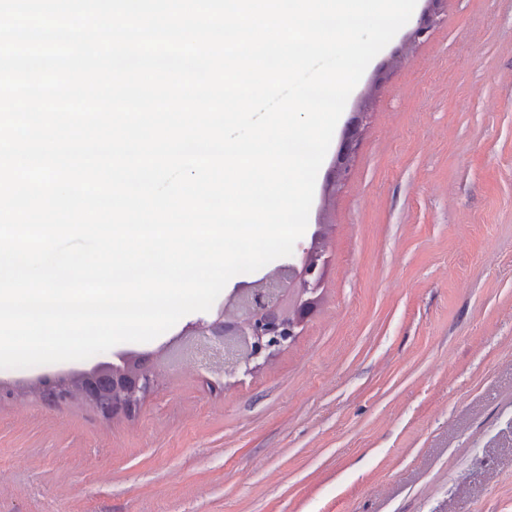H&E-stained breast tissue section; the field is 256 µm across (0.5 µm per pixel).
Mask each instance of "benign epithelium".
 I'll return each instance as SVG.
<instances>
[{"instance_id":"1","label":"benign epithelium","mask_w":512,"mask_h":512,"mask_svg":"<svg viewBox=\"0 0 512 512\" xmlns=\"http://www.w3.org/2000/svg\"><path fill=\"white\" fill-rule=\"evenodd\" d=\"M426 6L418 27L409 39L423 37L433 23L436 0H425ZM346 125L336 159L332 166L335 182L345 181L349 174V159L359 142L361 117ZM322 225H315L309 246L298 247L295 255L285 264L259 279L246 282L233 289L224 307L233 306L236 315L224 317V311L212 322L195 323L187 336L198 362L210 372H221L224 363L235 369H251V364L268 359L288 347L297 336L305 316L318 302L317 286L322 277L323 261L320 250ZM300 281L291 304L284 305V297L295 281ZM109 370L120 376L112 398L107 403L97 401L88 387L93 377ZM58 381V397L48 399L57 405L69 401L76 390L80 398L91 405L105 419L131 417L142 401L158 389L157 374L141 366L140 358L132 353H116L112 360L97 362L81 368L61 371L53 375Z\"/></svg>"}]
</instances>
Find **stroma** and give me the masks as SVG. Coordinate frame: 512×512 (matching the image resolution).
<instances>
[{
	"label": "stroma",
	"mask_w": 512,
	"mask_h": 512,
	"mask_svg": "<svg viewBox=\"0 0 512 512\" xmlns=\"http://www.w3.org/2000/svg\"><path fill=\"white\" fill-rule=\"evenodd\" d=\"M370 62L346 185L316 179L317 307L218 376L146 343L158 389L110 421L0 369V512H512V0H439Z\"/></svg>",
	"instance_id": "stroma-1"
}]
</instances>
